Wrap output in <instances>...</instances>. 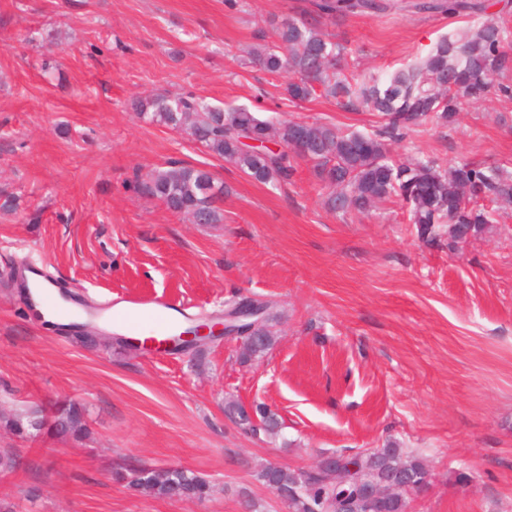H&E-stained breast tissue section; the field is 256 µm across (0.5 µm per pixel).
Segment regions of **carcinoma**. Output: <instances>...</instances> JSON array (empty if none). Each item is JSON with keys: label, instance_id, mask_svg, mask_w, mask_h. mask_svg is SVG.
I'll use <instances>...</instances> for the list:
<instances>
[{"label": "carcinoma", "instance_id": "cac0c4a2", "mask_svg": "<svg viewBox=\"0 0 512 512\" xmlns=\"http://www.w3.org/2000/svg\"><path fill=\"white\" fill-rule=\"evenodd\" d=\"M486 0H316L313 10L283 22L276 40L251 54L254 63L273 74L292 78L289 101L315 97L333 98L347 111L366 110L382 115L384 124L371 132L344 131L339 127L308 123L306 149L297 156L312 164L321 182L333 188L334 207L352 206L360 211L375 203L395 199L409 211L425 242L439 236L448 225V246L477 236L486 224L496 223L499 212L512 206V171L504 165L485 166L461 162L443 167L435 158L392 159L390 144L414 127L453 125L464 106L495 89L512 95V86L497 81L512 69V28L487 12ZM482 14L476 28L468 27L440 39L431 51L414 62L354 83L346 75L344 47L323 31L320 20L366 13ZM133 109L152 123L171 129L186 128L210 154L234 165L260 183H286L293 167L288 153L265 148H245L240 138L288 142L296 121L273 123L246 107L215 108L192 94L138 98ZM142 192L162 202L173 213L192 214L202 224L224 223V182L205 166L167 163L141 176ZM259 342L246 344L249 355L262 354L273 343L272 318L264 305ZM3 427L14 432L47 428L78 438L87 431L85 411L74 403L56 408L54 421L45 418L5 417ZM356 466L353 484L335 487L329 469H317L306 485L288 502L290 512H366L350 500L356 482L380 483L391 474L414 486L423 480L425 463L395 446L367 450L347 459ZM129 484L153 496L188 498L207 496L212 488L206 478L184 469L142 467L132 470ZM258 481H274L292 491L299 472L271 464L261 467ZM410 491L389 495L377 512H407Z\"/></svg>", "mask_w": 512, "mask_h": 512}]
</instances>
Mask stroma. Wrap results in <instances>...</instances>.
Here are the masks:
<instances>
[{"instance_id": "obj_1", "label": "stroma", "mask_w": 512, "mask_h": 512, "mask_svg": "<svg viewBox=\"0 0 512 512\" xmlns=\"http://www.w3.org/2000/svg\"><path fill=\"white\" fill-rule=\"evenodd\" d=\"M311 0H0V415L70 400L81 438L0 427V502L13 512H286L262 465L307 470L332 453L389 444L430 484L408 512H512V210L467 242L424 244L406 207L339 209L309 163L259 183L134 99L191 93L217 107L364 130L372 112L289 101L287 75L248 52ZM473 16L351 15L329 24L364 79L416 60ZM397 160L512 159V98L488 94L449 128L393 142ZM224 183V221L192 224L142 194L135 175L169 161ZM45 264L88 304L162 297L194 323L228 303H269L274 343L239 336L180 351L84 343L42 325L16 285ZM266 406L281 424L238 422ZM140 467L194 471L203 499L158 498L116 480Z\"/></svg>"}]
</instances>
